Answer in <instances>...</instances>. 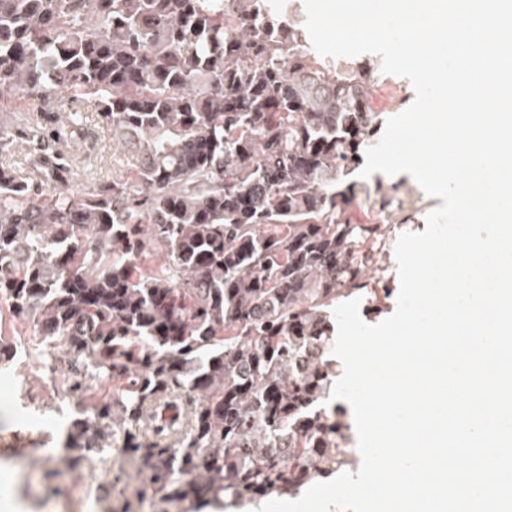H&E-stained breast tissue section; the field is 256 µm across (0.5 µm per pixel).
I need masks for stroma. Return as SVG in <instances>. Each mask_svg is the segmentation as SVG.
I'll list each match as a JSON object with an SVG mask.
<instances>
[{
  "label": "stroma",
  "mask_w": 512,
  "mask_h": 512,
  "mask_svg": "<svg viewBox=\"0 0 512 512\" xmlns=\"http://www.w3.org/2000/svg\"><path fill=\"white\" fill-rule=\"evenodd\" d=\"M414 97L410 82L395 75L379 74L370 88L374 110L386 119L403 112ZM54 109H79L86 116L84 131L60 147L72 171L70 189H82L90 180H111L112 137L99 125L94 105L62 94ZM349 180L354 194L342 205L340 218L351 224L373 219L384 229L379 266L372 271L378 293L362 294L360 306L362 319L375 324L397 306L398 236L424 231L427 215L442 200L427 195L406 173L387 177L377 172L368 178L354 173ZM30 333L29 323L14 320L0 300V336L15 351L14 359L0 363V512H156L143 499L135 467L120 447H113L108 457L109 478L87 468L64 477L48 475L41 452L56 446L62 430L59 412L67 408L68 399L61 375L32 357Z\"/></svg>",
  "instance_id": "obj_1"
}]
</instances>
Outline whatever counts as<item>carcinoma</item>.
<instances>
[{
    "label": "carcinoma",
    "mask_w": 512,
    "mask_h": 512,
    "mask_svg": "<svg viewBox=\"0 0 512 512\" xmlns=\"http://www.w3.org/2000/svg\"><path fill=\"white\" fill-rule=\"evenodd\" d=\"M281 14L267 0H0V99L86 97L119 149L112 183L75 192L63 160L34 152L43 111L0 124V299L70 370L53 475L120 430L161 512L295 493L347 464L331 317L372 293L381 225L338 205L381 122L375 69L316 57L297 0ZM56 121L60 139L84 115ZM32 173L54 189L38 194ZM104 378L96 399L88 381ZM175 393L198 401L171 439Z\"/></svg>",
    "instance_id": "carcinoma-1"
}]
</instances>
